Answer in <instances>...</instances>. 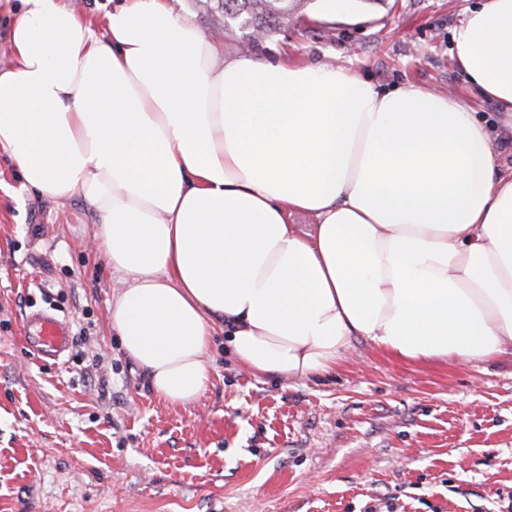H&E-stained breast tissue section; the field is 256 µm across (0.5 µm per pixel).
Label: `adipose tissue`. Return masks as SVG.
Returning a JSON list of instances; mask_svg holds the SVG:
<instances>
[{
  "label": "adipose tissue",
  "instance_id": "adipose-tissue-1",
  "mask_svg": "<svg viewBox=\"0 0 512 512\" xmlns=\"http://www.w3.org/2000/svg\"><path fill=\"white\" fill-rule=\"evenodd\" d=\"M22 8L0 146L30 190L92 207L124 284L111 326L159 398L203 396L220 330L240 366L288 380L356 336L409 363L512 342V171L468 101L225 58L166 0H126L101 32L61 0ZM454 48L512 118V0L472 10Z\"/></svg>",
  "mask_w": 512,
  "mask_h": 512
}]
</instances>
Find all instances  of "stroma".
<instances>
[{"label": "stroma", "mask_w": 512, "mask_h": 512, "mask_svg": "<svg viewBox=\"0 0 512 512\" xmlns=\"http://www.w3.org/2000/svg\"><path fill=\"white\" fill-rule=\"evenodd\" d=\"M484 0H296L247 47L217 0H170L226 56L314 61L376 88L471 101L512 167V127L466 81L454 36ZM82 197L35 195L0 148V512H512V348L411 364L363 337L318 379L256 377L223 349L200 400L173 406L109 321L121 287ZM66 322L42 362L24 323Z\"/></svg>", "instance_id": "stroma-1"}]
</instances>
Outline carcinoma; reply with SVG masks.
Here are the masks:
<instances>
[{"label": "carcinoma", "mask_w": 512, "mask_h": 512, "mask_svg": "<svg viewBox=\"0 0 512 512\" xmlns=\"http://www.w3.org/2000/svg\"><path fill=\"white\" fill-rule=\"evenodd\" d=\"M217 7L224 11V20L237 26L249 41L256 33L263 37L276 33L290 11L289 0H219Z\"/></svg>", "instance_id": "obj_1"}]
</instances>
